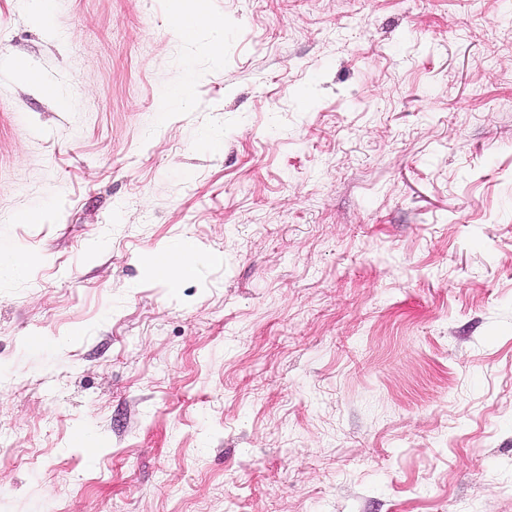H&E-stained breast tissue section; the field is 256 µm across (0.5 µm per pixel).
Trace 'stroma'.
Here are the masks:
<instances>
[{
  "mask_svg": "<svg viewBox=\"0 0 512 512\" xmlns=\"http://www.w3.org/2000/svg\"><path fill=\"white\" fill-rule=\"evenodd\" d=\"M0 512H512V0H0ZM185 243L177 254L182 256L179 264L164 265L158 258L154 261V269L158 274L166 278L179 279L190 276L195 271L194 249L189 240Z\"/></svg>",
  "mask_w": 512,
  "mask_h": 512,
  "instance_id": "35a3bbf8",
  "label": "stroma"
}]
</instances>
